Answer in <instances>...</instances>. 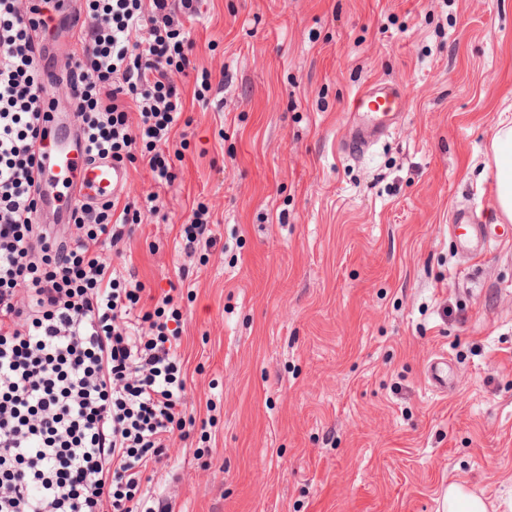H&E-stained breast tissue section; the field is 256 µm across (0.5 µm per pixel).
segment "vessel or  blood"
Listing matches in <instances>:
<instances>
[{"label": "vessel or blood", "instance_id": "1", "mask_svg": "<svg viewBox=\"0 0 512 512\" xmlns=\"http://www.w3.org/2000/svg\"><path fill=\"white\" fill-rule=\"evenodd\" d=\"M403 102V90L388 82L359 91L353 99L355 130L344 141L343 150L354 156L363 153L390 131ZM47 130L46 140L37 145L43 161L33 179L55 188L56 199L63 207H72L77 195L115 197L122 193L128 181L125 167L110 160L87 162L83 141L65 131L58 119H50ZM451 229L466 252L482 253L488 243L483 225L473 223L468 211L457 213Z\"/></svg>", "mask_w": 512, "mask_h": 512}]
</instances>
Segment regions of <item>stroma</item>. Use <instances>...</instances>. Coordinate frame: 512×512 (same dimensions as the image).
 Listing matches in <instances>:
<instances>
[{
	"label": "stroma",
	"instance_id": "obj_1",
	"mask_svg": "<svg viewBox=\"0 0 512 512\" xmlns=\"http://www.w3.org/2000/svg\"><path fill=\"white\" fill-rule=\"evenodd\" d=\"M211 75L173 185L128 165L158 212L103 259L174 291L185 412L142 484L157 512H442L458 482L512 500V233L490 141L512 119V0H201L178 10ZM39 40L74 110L67 30ZM406 98L363 155L340 148L359 89ZM203 203L214 246H182ZM448 360V393L427 368ZM485 227L483 224H474L467 210L456 213L454 224H450V229L464 250L475 255L482 253L489 241L484 232Z\"/></svg>",
	"mask_w": 512,
	"mask_h": 512
}]
</instances>
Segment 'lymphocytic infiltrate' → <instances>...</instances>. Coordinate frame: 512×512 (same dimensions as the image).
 <instances>
[{
	"mask_svg": "<svg viewBox=\"0 0 512 512\" xmlns=\"http://www.w3.org/2000/svg\"><path fill=\"white\" fill-rule=\"evenodd\" d=\"M85 2L69 83L87 152L142 158L172 185L161 146L185 110L173 75L193 47L173 23L175 0ZM46 3L0 0V512H155L143 473L186 427L182 314L169 294L143 309L142 284L101 259L126 225L156 213L155 195L138 208L75 204L69 243L35 223Z\"/></svg>",
	"mask_w": 512,
	"mask_h": 512,
	"instance_id": "lymphocytic-infiltrate-1",
	"label": "lymphocytic infiltrate"
}]
</instances>
